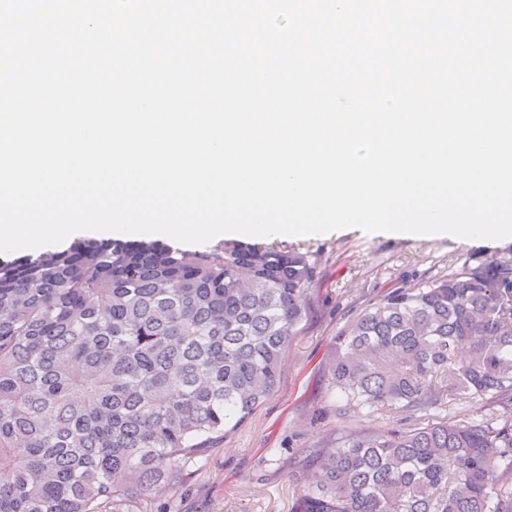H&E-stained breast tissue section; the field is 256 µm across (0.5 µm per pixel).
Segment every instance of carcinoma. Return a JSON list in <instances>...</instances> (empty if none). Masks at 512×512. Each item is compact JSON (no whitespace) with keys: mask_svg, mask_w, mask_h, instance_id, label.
<instances>
[{"mask_svg":"<svg viewBox=\"0 0 512 512\" xmlns=\"http://www.w3.org/2000/svg\"><path fill=\"white\" fill-rule=\"evenodd\" d=\"M309 256L80 239L0 257V512H138L275 390ZM346 406L498 403L496 425L353 432L313 449L302 512H512V272L400 288L336 336Z\"/></svg>","mask_w":512,"mask_h":512,"instance_id":"1","label":"carcinoma"}]
</instances>
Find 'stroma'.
<instances>
[{"mask_svg":"<svg viewBox=\"0 0 512 512\" xmlns=\"http://www.w3.org/2000/svg\"><path fill=\"white\" fill-rule=\"evenodd\" d=\"M270 243L285 252L307 253L314 266L306 315L282 354L279 383L191 475L141 501L140 512H299L310 473L303 460L306 449L335 447L337 439L354 431L381 434L438 422L478 425L502 413L486 397L454 391L427 414L387 406L342 412L328 378L336 335L350 320L394 289L464 276L492 261L512 265L511 239L424 241L349 228L274 237Z\"/></svg>","mask_w":512,"mask_h":512,"instance_id":"1","label":"stroma"}]
</instances>
